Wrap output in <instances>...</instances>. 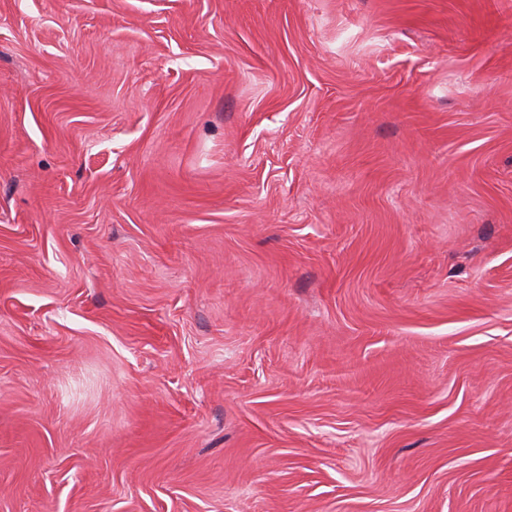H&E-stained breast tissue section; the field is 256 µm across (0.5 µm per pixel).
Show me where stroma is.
I'll list each match as a JSON object with an SVG mask.
<instances>
[{"instance_id": "35a3bbf8", "label": "stroma", "mask_w": 512, "mask_h": 512, "mask_svg": "<svg viewBox=\"0 0 512 512\" xmlns=\"http://www.w3.org/2000/svg\"><path fill=\"white\" fill-rule=\"evenodd\" d=\"M0 512H512V0H0Z\"/></svg>"}]
</instances>
